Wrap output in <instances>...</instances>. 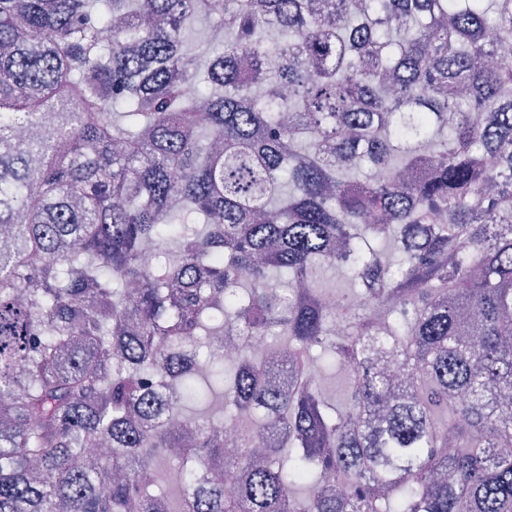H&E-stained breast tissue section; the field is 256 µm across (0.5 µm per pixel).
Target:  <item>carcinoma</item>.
Listing matches in <instances>:
<instances>
[{
  "mask_svg": "<svg viewBox=\"0 0 512 512\" xmlns=\"http://www.w3.org/2000/svg\"><path fill=\"white\" fill-rule=\"evenodd\" d=\"M506 51L512 0H0V512H512Z\"/></svg>",
  "mask_w": 512,
  "mask_h": 512,
  "instance_id": "obj_1",
  "label": "carcinoma"
}]
</instances>
